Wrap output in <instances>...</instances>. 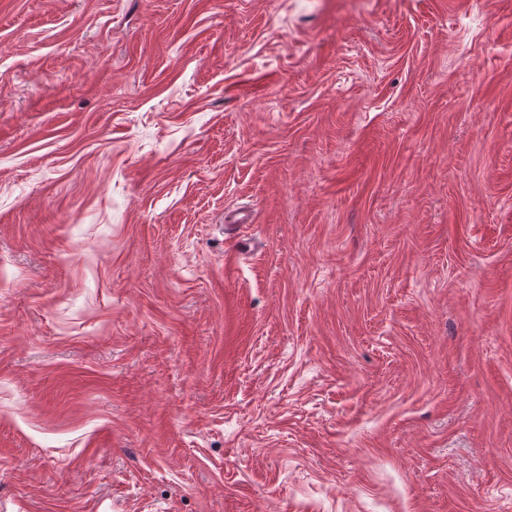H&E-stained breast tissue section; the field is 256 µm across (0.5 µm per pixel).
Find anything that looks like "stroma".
I'll return each mask as SVG.
<instances>
[{"label":"stroma","instance_id":"35a3bbf8","mask_svg":"<svg viewBox=\"0 0 512 512\" xmlns=\"http://www.w3.org/2000/svg\"><path fill=\"white\" fill-rule=\"evenodd\" d=\"M0 512H512V0H0Z\"/></svg>","mask_w":512,"mask_h":512}]
</instances>
